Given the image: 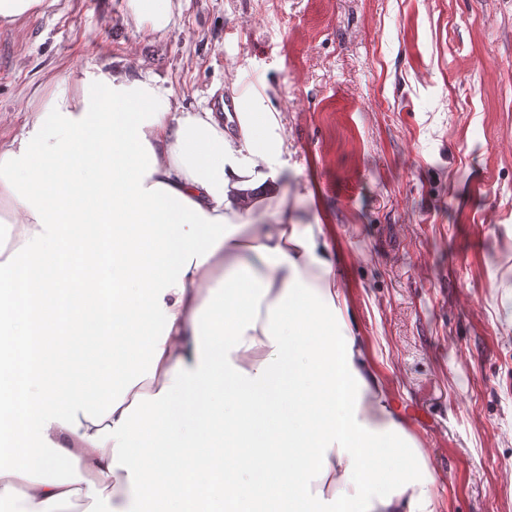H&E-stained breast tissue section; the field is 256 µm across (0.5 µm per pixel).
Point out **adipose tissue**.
I'll list each match as a JSON object with an SVG mask.
<instances>
[{"label":"adipose tissue","mask_w":512,"mask_h":512,"mask_svg":"<svg viewBox=\"0 0 512 512\" xmlns=\"http://www.w3.org/2000/svg\"><path fill=\"white\" fill-rule=\"evenodd\" d=\"M72 84L0 143V505L251 512L281 484L289 512H434L322 226L276 211L279 113L234 92L233 135L148 76Z\"/></svg>","instance_id":"1"}]
</instances>
